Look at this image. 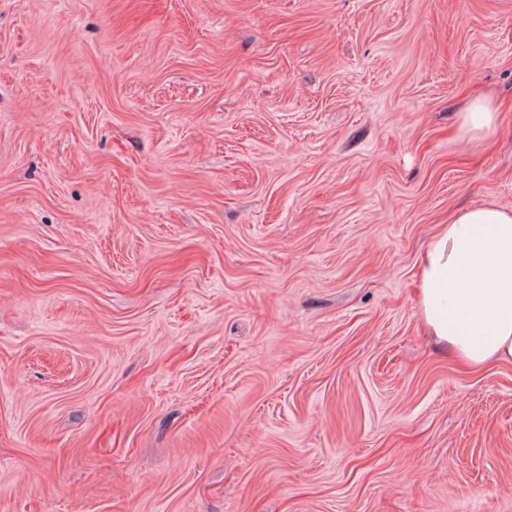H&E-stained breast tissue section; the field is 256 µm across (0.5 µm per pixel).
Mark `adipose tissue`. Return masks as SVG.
<instances>
[{
  "mask_svg": "<svg viewBox=\"0 0 512 512\" xmlns=\"http://www.w3.org/2000/svg\"><path fill=\"white\" fill-rule=\"evenodd\" d=\"M419 308L429 336L464 363L512 362V211H458L420 253Z\"/></svg>",
  "mask_w": 512,
  "mask_h": 512,
  "instance_id": "ef3b65f1",
  "label": "adipose tissue"
}]
</instances>
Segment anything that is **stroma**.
I'll use <instances>...</instances> for the list:
<instances>
[{
	"label": "stroma",
	"mask_w": 512,
	"mask_h": 512,
	"mask_svg": "<svg viewBox=\"0 0 512 512\" xmlns=\"http://www.w3.org/2000/svg\"><path fill=\"white\" fill-rule=\"evenodd\" d=\"M488 201L512 0H0V512H512L415 278ZM462 113V125L469 131H489L493 125L494 112L486 102H475Z\"/></svg>",
	"instance_id": "1"
}]
</instances>
